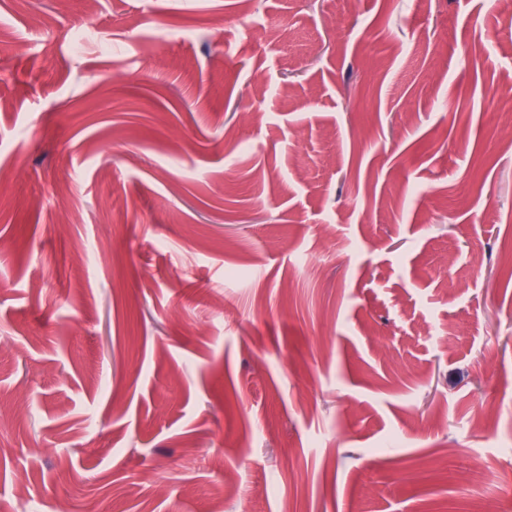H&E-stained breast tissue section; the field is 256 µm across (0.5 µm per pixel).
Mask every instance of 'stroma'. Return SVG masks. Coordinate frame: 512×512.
I'll return each instance as SVG.
<instances>
[{
    "instance_id": "obj_1",
    "label": "stroma",
    "mask_w": 512,
    "mask_h": 512,
    "mask_svg": "<svg viewBox=\"0 0 512 512\" xmlns=\"http://www.w3.org/2000/svg\"><path fill=\"white\" fill-rule=\"evenodd\" d=\"M504 86L499 0H0V512H512Z\"/></svg>"
}]
</instances>
